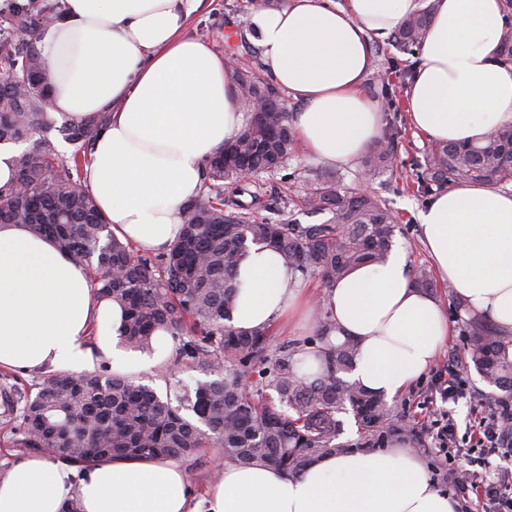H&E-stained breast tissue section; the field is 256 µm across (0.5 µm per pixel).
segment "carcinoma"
<instances>
[{
  "instance_id": "1",
  "label": "carcinoma",
  "mask_w": 512,
  "mask_h": 512,
  "mask_svg": "<svg viewBox=\"0 0 512 512\" xmlns=\"http://www.w3.org/2000/svg\"><path fill=\"white\" fill-rule=\"evenodd\" d=\"M432 11L429 4L407 18L395 43L420 47ZM61 17V0H8L0 9V144L32 142L18 160L14 181L0 188V224H25L86 265L95 294L124 311L125 346L148 349L154 333L164 330L177 344V360L216 378L189 391L177 379L164 399L120 373H54L33 391L5 381L0 417L12 424L14 445L84 465L112 458L188 459L201 448L217 447L230 462L261 463L291 474L355 447L383 448L397 439L422 447L382 398L340 376L350 369L356 346L327 342L329 317H318L322 370L313 376L299 373L287 349L270 355L271 330L241 331L226 323L236 295L234 270L250 244L275 248L288 267L303 277L318 274L326 285L354 266L386 260L398 218L386 198L361 192L358 183L374 182L393 169L402 133L396 122L387 121L351 183L341 177L308 181L302 207L310 214L329 213L330 219L322 224L258 219L251 207L224 197V187L257 202L266 190L244 179L243 169L279 168L296 139L275 89L247 77L241 86L271 103L273 111L206 163L204 190L185 205L183 232L171 248L141 252L113 236L91 195L75 190L110 114L56 126L52 69L36 42L43 27ZM54 130L72 147L67 160L50 137ZM415 166L413 193L421 198L464 183L508 185L512 125L476 143L433 142ZM413 282L427 291L436 288L425 267L414 271ZM467 336V363L494 387L488 402L512 400V337L481 321L467 323ZM268 390L295 416L254 400ZM344 410L364 430L353 445L340 440L337 414Z\"/></svg>"
}]
</instances>
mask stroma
<instances>
[{
	"mask_svg": "<svg viewBox=\"0 0 512 512\" xmlns=\"http://www.w3.org/2000/svg\"><path fill=\"white\" fill-rule=\"evenodd\" d=\"M254 15L248 0H206L201 14L192 21L190 30L198 37L212 41L218 51L223 52L227 47H234L239 68L256 73L260 70L259 59L255 55L257 45L250 38ZM416 63L414 55L398 52L391 41L375 42L373 69L364 84L365 93L375 98L381 97V78L392 71L398 75L394 82L395 95L403 97L408 84L406 75L412 72ZM398 124L402 129V138L394 170L372 183L371 188L377 193L389 195L395 211L402 219L395 233V247L407 252L410 267L427 266L431 259L421 242L418 219L420 211L425 207V201L404 189L403 183L406 178L411 177L415 162L421 158L428 142L411 127L406 113H399ZM354 172L355 169L351 166L335 169L312 163L306 159L302 149L298 148L279 169L263 174L262 179L267 185L280 189L290 188L298 192L312 176L340 174L349 181L352 180ZM436 294L453 324V333L425 378L389 401L388 407L392 414L405 417L413 426L425 446L421 457L430 476L440 487L452 494L456 488L452 475L448 473L450 463H447L445 451L436 436L437 425L442 414H451L458 441L470 439L472 433L478 431L483 417L489 413L484 402L488 387L474 368H465L461 371L465 384L462 398L454 402L441 401L439 387L448 368V359L465 351L467 318L455 297L449 295L447 283L438 282Z\"/></svg>",
	"mask_w": 512,
	"mask_h": 512,
	"instance_id": "stroma-1",
	"label": "stroma"
}]
</instances>
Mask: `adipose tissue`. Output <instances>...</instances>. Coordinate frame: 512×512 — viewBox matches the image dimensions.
<instances>
[{
	"label": "adipose tissue",
	"mask_w": 512,
	"mask_h": 512,
	"mask_svg": "<svg viewBox=\"0 0 512 512\" xmlns=\"http://www.w3.org/2000/svg\"><path fill=\"white\" fill-rule=\"evenodd\" d=\"M405 95L427 140L471 142L512 124V63L501 60L504 0H433ZM62 21L37 42L56 78L53 111L74 120L111 114L95 138L85 187L113 234L167 251L183 207L203 191L204 163L245 130L246 108L224 54L189 26L204 0H64ZM423 0H284L254 17L260 67L294 101L289 122L307 158L356 164L380 138L383 112L363 85L373 43ZM441 280L468 315L512 336V187L437 192L419 215ZM232 325L249 331L329 316L332 342L352 340L350 380L391 398L433 366L451 334L440 299L414 285L404 250L360 265L311 299L280 254L250 247L235 271ZM124 313L96 298L86 269L23 224H0V368L80 373L97 354L136 372L164 364L174 345L157 332L152 356L117 349ZM458 512L422 459L400 446L326 455L288 474L225 465L204 502L174 459L79 466L18 457L0 476V512Z\"/></svg>",
	"instance_id": "1"
}]
</instances>
